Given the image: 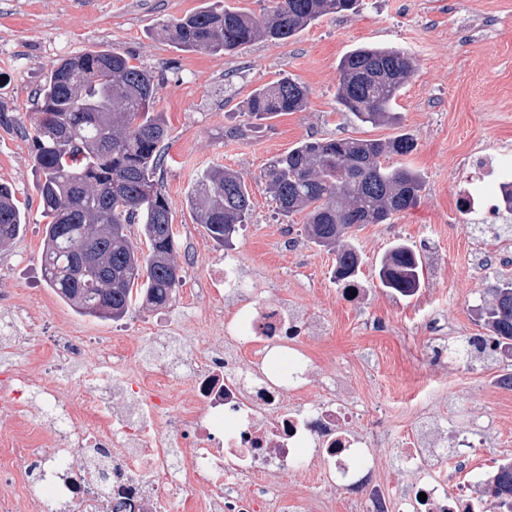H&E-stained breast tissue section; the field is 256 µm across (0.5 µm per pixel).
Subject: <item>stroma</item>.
Segmentation results:
<instances>
[{
  "mask_svg": "<svg viewBox=\"0 0 512 512\" xmlns=\"http://www.w3.org/2000/svg\"><path fill=\"white\" fill-rule=\"evenodd\" d=\"M204 2L0 0V183L25 214L19 235L0 247V319L20 317L30 326L18 342L0 339V368L43 381L56 337L71 335L106 347L134 375L152 353L148 337L164 325L185 348L222 346L218 312L225 303L213 280L229 258L248 285L242 301L279 297L320 322V334L306 328L295 340L315 360L304 407L335 393L381 417L392 440L435 415L436 440L453 448L465 439L511 459L512 390L496 379L512 372V357L459 358L448 348L485 335L479 310L487 290L512 278V239L470 232L490 217L462 210L466 156H512V0H363L358 13L328 15L288 40L257 41L231 55L181 51L158 35L163 21ZM363 44L397 47L415 60L393 106L396 123L362 125L338 109L339 61ZM101 48L134 57L156 76L157 108L169 134L155 178L173 214L174 259L184 276L167 307L136 306L119 321L79 314L48 286L46 220L24 136L36 118L35 93L56 61ZM285 75L308 88L306 109L249 126L250 93ZM238 127L244 136H233ZM400 134L415 141L402 162L420 174L422 190L416 206L354 231L365 294L353 301L332 279L335 254L306 240L302 216L278 215L255 180L270 158L304 140ZM214 166L238 171L253 186L250 218L228 250L211 240L188 205L199 177ZM398 242L423 260L422 285L410 297L380 287L376 277ZM279 483L316 500V512H356L360 498L318 485L307 468Z\"/></svg>",
  "mask_w": 512,
  "mask_h": 512,
  "instance_id": "1",
  "label": "stroma"
}]
</instances>
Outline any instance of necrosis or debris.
<instances>
[{
    "mask_svg": "<svg viewBox=\"0 0 512 512\" xmlns=\"http://www.w3.org/2000/svg\"><path fill=\"white\" fill-rule=\"evenodd\" d=\"M466 165L478 180L468 208L496 198L502 181L512 178L506 156L469 155ZM305 314L273 299L261 298L237 308L224 323L222 351L186 350L177 339L162 340L163 354L143 367L132 390L134 410L115 412L108 403L124 370L101 352L93 367L76 375L80 394L62 397L56 384L43 385L45 403L28 397V381L0 375L9 398L0 413L41 416L43 408L61 409L53 430L58 438L49 476L35 469L29 453L21 470L24 483L35 486L30 512H168L182 501L185 512H312L311 500L284 491L280 475L315 464L330 488L360 490L359 512H475L477 485L495 473L487 460L466 479L448 482L444 464L469 458L473 448H450L414 432L396 455L418 475L407 493H390L378 477L373 441L354 430L362 412L336 398L302 410L288 403L302 396L309 358L287 354L288 328L301 326ZM254 342L256 354L244 364L238 337ZM188 377L192 401L185 405L176 430L162 434L156 415L163 396L151 393L153 379ZM121 447V457L75 463L79 453Z\"/></svg>",
    "mask_w": 512,
    "mask_h": 512,
    "instance_id": "1",
    "label": "necrosis or debris"
}]
</instances>
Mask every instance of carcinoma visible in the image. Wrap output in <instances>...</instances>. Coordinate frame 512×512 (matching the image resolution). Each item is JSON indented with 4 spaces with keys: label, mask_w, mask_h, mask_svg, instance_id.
I'll return each instance as SVG.
<instances>
[{
    "label": "carcinoma",
    "mask_w": 512,
    "mask_h": 512,
    "mask_svg": "<svg viewBox=\"0 0 512 512\" xmlns=\"http://www.w3.org/2000/svg\"><path fill=\"white\" fill-rule=\"evenodd\" d=\"M359 0H274L257 17L224 0L185 17L165 21L159 31L182 50L233 54L258 40L283 41L324 16L353 11ZM413 71L403 50L358 47L338 66L336 102L362 124L392 123V106ZM38 118L30 139L39 173L37 190L45 217L44 276L50 288L79 313L120 320L132 305L170 304L184 276L174 261L176 233L168 200L154 179L168 137L163 113L155 110L154 76L111 49L92 50L61 61L36 92ZM308 90L295 79L255 89L246 102L252 122L299 112ZM415 149L408 135L387 140L303 141L268 160L257 182L285 218L304 214L307 240L336 253L334 280L355 287L361 258L351 242L363 224H382L414 206L421 176L386 164ZM196 223L213 240L233 242L252 210L250 187L236 171L206 170L189 197ZM24 214L12 191L0 185V245L13 240ZM148 252L131 240V225ZM378 280L403 296L422 284L415 250L395 244L381 259ZM483 308L490 336H473L454 347L457 355L501 348L512 354V281L487 289ZM493 494L512 503V461L497 472Z\"/></svg>",
    "instance_id": "obj_1"
}]
</instances>
